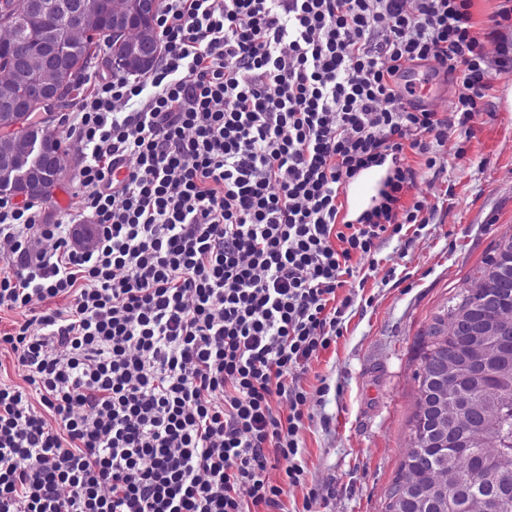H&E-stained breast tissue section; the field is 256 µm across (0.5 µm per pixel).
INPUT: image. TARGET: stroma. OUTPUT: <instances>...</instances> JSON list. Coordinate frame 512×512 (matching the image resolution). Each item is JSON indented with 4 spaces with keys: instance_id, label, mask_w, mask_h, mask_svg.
<instances>
[{
    "instance_id": "obj_1",
    "label": "stroma",
    "mask_w": 512,
    "mask_h": 512,
    "mask_svg": "<svg viewBox=\"0 0 512 512\" xmlns=\"http://www.w3.org/2000/svg\"><path fill=\"white\" fill-rule=\"evenodd\" d=\"M75 102L35 117L65 137L66 170L45 209L47 223L73 211L74 180L84 155L70 136ZM475 135L450 133L435 167L411 154L416 191L434 212L405 225L373 259L358 262L364 283L337 289L350 299L342 333L298 375L311 393L301 432L306 473L289 488V512H384L409 442L421 335L438 307L477 284L485 260L512 239V80L496 81Z\"/></svg>"
}]
</instances>
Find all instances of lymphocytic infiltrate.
Masks as SVG:
<instances>
[{"mask_svg":"<svg viewBox=\"0 0 512 512\" xmlns=\"http://www.w3.org/2000/svg\"><path fill=\"white\" fill-rule=\"evenodd\" d=\"M471 7L161 0L158 64L97 78L74 114L77 213L0 196V310L27 315L0 348L28 381L0 382V512H281L305 474L296 377L341 333L336 291L431 211L401 203L406 152L435 166L512 73V0L482 35ZM431 62L459 82L452 115L401 82ZM381 167L348 217L347 185Z\"/></svg>","mask_w":512,"mask_h":512,"instance_id":"1","label":"lymphocytic infiltrate"}]
</instances>
